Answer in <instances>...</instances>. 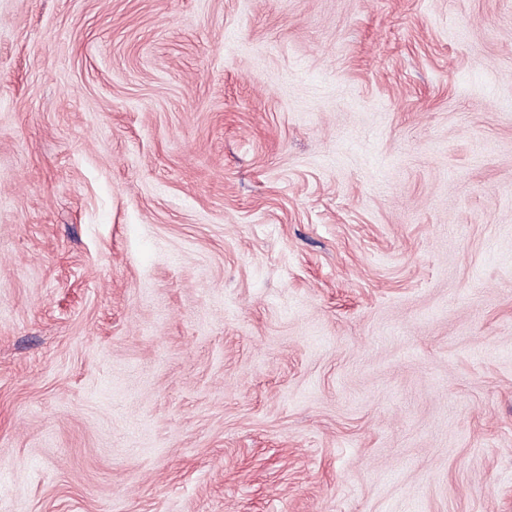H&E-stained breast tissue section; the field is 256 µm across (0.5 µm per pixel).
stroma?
I'll use <instances>...</instances> for the list:
<instances>
[{
    "label": "stroma",
    "mask_w": 512,
    "mask_h": 512,
    "mask_svg": "<svg viewBox=\"0 0 512 512\" xmlns=\"http://www.w3.org/2000/svg\"><path fill=\"white\" fill-rule=\"evenodd\" d=\"M0 512H512V0H0Z\"/></svg>",
    "instance_id": "35a3bbf8"
}]
</instances>
